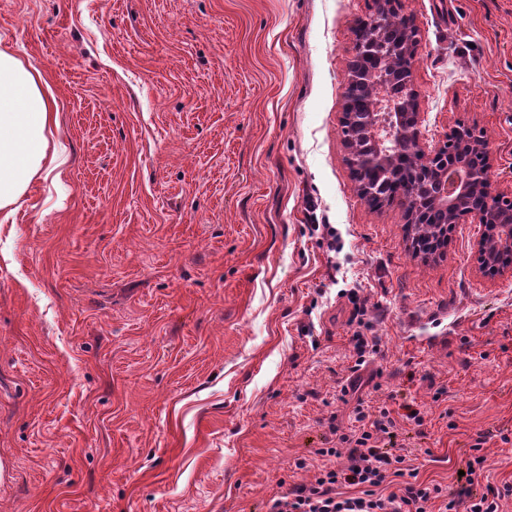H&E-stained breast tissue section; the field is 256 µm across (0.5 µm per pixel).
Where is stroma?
Returning a JSON list of instances; mask_svg holds the SVG:
<instances>
[{
  "mask_svg": "<svg viewBox=\"0 0 512 512\" xmlns=\"http://www.w3.org/2000/svg\"><path fill=\"white\" fill-rule=\"evenodd\" d=\"M377 0H0L70 162L0 226V512H266L357 403L399 409L419 480L454 489L484 436L512 484V271L483 225L416 257L368 207L340 117ZM425 138L482 132L512 198V0H403ZM338 230L339 269L311 225ZM362 283L379 350L359 388ZM354 287L344 291L343 295L354 306V312L350 320V325H356L351 341L353 343L354 364L349 368L352 373H357L366 364V358L374 355L378 351V336H365L363 329L371 331L372 325L365 321L366 309L364 300L359 297V289Z\"/></svg>",
  "mask_w": 512,
  "mask_h": 512,
  "instance_id": "35a3bbf8",
  "label": "stroma"
}]
</instances>
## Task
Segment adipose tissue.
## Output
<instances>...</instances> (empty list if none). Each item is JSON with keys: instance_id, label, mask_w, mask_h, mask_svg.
Here are the masks:
<instances>
[{"instance_id": "1", "label": "adipose tissue", "mask_w": 512, "mask_h": 512, "mask_svg": "<svg viewBox=\"0 0 512 512\" xmlns=\"http://www.w3.org/2000/svg\"><path fill=\"white\" fill-rule=\"evenodd\" d=\"M55 98L38 71L0 44V214H12L35 179H60L68 161L54 143Z\"/></svg>"}]
</instances>
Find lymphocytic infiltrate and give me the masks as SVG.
Returning a JSON list of instances; mask_svg holds the SVG:
<instances>
[{
  "instance_id": "lymphocytic-infiltrate-1",
  "label": "lymphocytic infiltrate",
  "mask_w": 512,
  "mask_h": 512,
  "mask_svg": "<svg viewBox=\"0 0 512 512\" xmlns=\"http://www.w3.org/2000/svg\"><path fill=\"white\" fill-rule=\"evenodd\" d=\"M345 295L354 306L351 341L353 368L358 371L377 352L379 339L364 333L366 309L358 289H348ZM396 429L392 410L381 407L369 412L356 406L350 426L338 436V447L319 449L326 465L311 482L290 485L275 496L269 512H499V499L512 495L509 484L474 492L476 477L491 467L478 442L471 447L464 481L457 489L449 492L418 481L405 454L392 445ZM394 482L399 485L395 492L390 489ZM347 487L352 490L348 496L343 493Z\"/></svg>"
}]
</instances>
